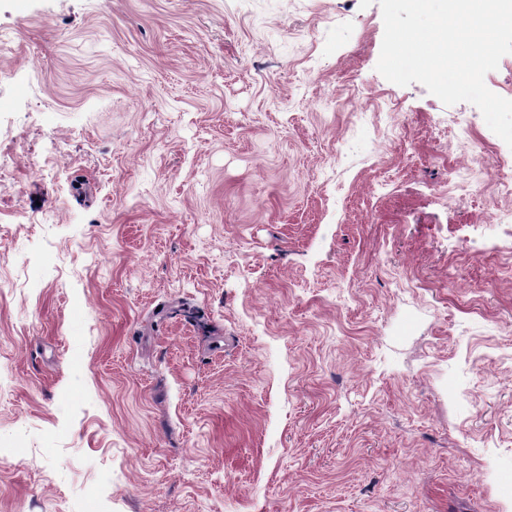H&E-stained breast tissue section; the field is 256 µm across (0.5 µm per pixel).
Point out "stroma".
I'll use <instances>...</instances> for the list:
<instances>
[{"label": "stroma", "instance_id": "35a3bbf8", "mask_svg": "<svg viewBox=\"0 0 512 512\" xmlns=\"http://www.w3.org/2000/svg\"><path fill=\"white\" fill-rule=\"evenodd\" d=\"M383 35L0 0V512H512V148Z\"/></svg>", "mask_w": 512, "mask_h": 512}]
</instances>
